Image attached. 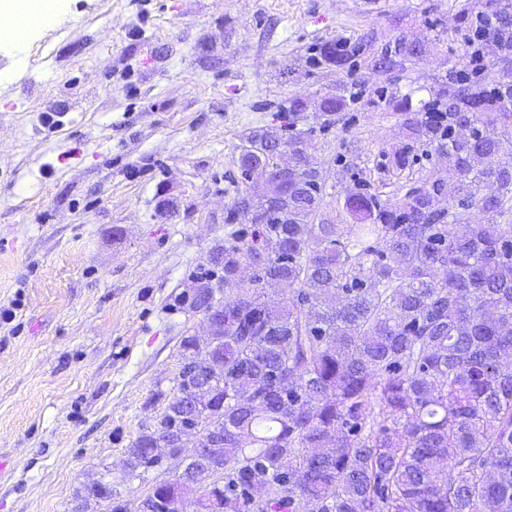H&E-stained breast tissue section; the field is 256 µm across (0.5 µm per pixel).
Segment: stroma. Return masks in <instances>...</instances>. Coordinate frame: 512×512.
Wrapping results in <instances>:
<instances>
[{
	"label": "stroma",
	"mask_w": 512,
	"mask_h": 512,
	"mask_svg": "<svg viewBox=\"0 0 512 512\" xmlns=\"http://www.w3.org/2000/svg\"><path fill=\"white\" fill-rule=\"evenodd\" d=\"M463 0H65L27 40L0 45V512H135L147 480L127 451L178 394L181 342L204 336L184 300L224 242L241 137L280 130L277 103L306 119L324 95L363 92L347 128L309 151L335 217L345 155L403 198L429 177L422 160L386 171L405 143L381 92L428 99L468 65ZM424 35L430 52L402 73L315 67L314 47L363 40L366 52ZM300 122V129L308 124ZM112 499L84 500L93 481Z\"/></svg>",
	"instance_id": "obj_1"
}]
</instances>
